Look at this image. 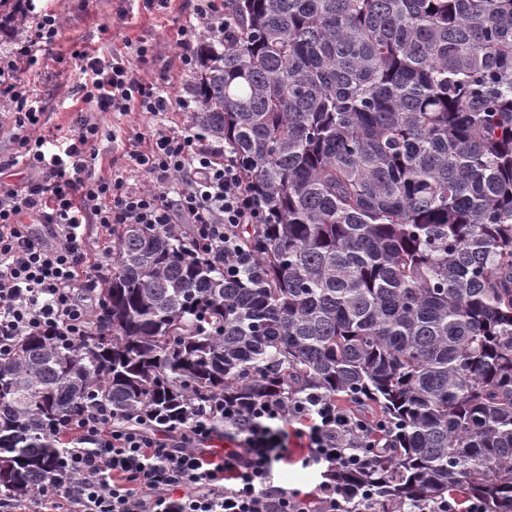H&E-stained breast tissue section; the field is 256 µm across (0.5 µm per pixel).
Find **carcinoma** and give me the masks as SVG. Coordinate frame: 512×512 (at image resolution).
I'll use <instances>...</instances> for the list:
<instances>
[{"label": "carcinoma", "mask_w": 512, "mask_h": 512, "mask_svg": "<svg viewBox=\"0 0 512 512\" xmlns=\"http://www.w3.org/2000/svg\"><path fill=\"white\" fill-rule=\"evenodd\" d=\"M197 51L196 134L267 217L235 279L171 224H122L92 333L0 361V493L106 405L180 423L191 399L329 398L394 420L336 485L369 512L452 496L512 512V0H226Z\"/></svg>", "instance_id": "carcinoma-1"}]
</instances>
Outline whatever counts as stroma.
<instances>
[{
	"label": "stroma",
	"mask_w": 512,
	"mask_h": 512,
	"mask_svg": "<svg viewBox=\"0 0 512 512\" xmlns=\"http://www.w3.org/2000/svg\"><path fill=\"white\" fill-rule=\"evenodd\" d=\"M31 10L50 11L58 17L61 29L57 45L38 73H22L42 101L45 133L64 134L76 129L82 117V102L72 97L70 90L79 74L72 67L70 54L74 47L94 48L100 57H110L113 50L126 45L146 43L154 53L143 64L145 72L158 81L167 83L170 91L190 95L195 76L183 75L181 49L176 32L190 13L191 0H171L164 12L136 9L127 23H117V11L122 0H28ZM97 120L111 132L110 138L97 146L95 172L104 177L123 178L133 190L148 187L146 175L134 168L128 153L137 141L158 126L189 131L194 115L190 112H171L153 117L140 112L128 115L100 112Z\"/></svg>",
	"instance_id": "1"
}]
</instances>
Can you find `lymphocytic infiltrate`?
Instances as JSON below:
<instances>
[{"label": "lymphocytic infiltrate", "instance_id": "1", "mask_svg": "<svg viewBox=\"0 0 512 512\" xmlns=\"http://www.w3.org/2000/svg\"><path fill=\"white\" fill-rule=\"evenodd\" d=\"M194 17L180 26L183 72L197 68L193 40L198 24L215 25L232 39L224 0H195ZM30 36L19 48L0 51V108L16 130V148L0 154V172L23 166L29 178L0 182V360L12 355L18 337L52 335L72 342L88 335L110 249L90 250L83 221L93 217L112 236L120 224H185L194 257L240 272L241 229L265 214L238 164L225 148L198 135L158 127L150 146L131 152L152 185L128 188L122 178L97 176L95 147L104 135L94 119L48 146L39 135L42 107L18 74L19 61L39 69L60 34L53 13L32 15ZM102 60L80 48L71 54L82 80L73 94L99 112L152 116L194 112L195 97L173 95L140 64L150 55ZM43 224L48 238L32 235ZM230 446L215 448L216 421ZM390 426L343 409L316 392L296 398H262L248 407L212 396L194 401L180 424L148 427L141 417L120 418L96 408L61 425L66 454L38 492L45 512H346L351 502L368 506L372 489L347 492L332 481L339 468H368ZM305 442L294 452L291 437ZM301 465L321 480L308 492L275 484L284 466Z\"/></svg>", "mask_w": 512, "mask_h": 512}]
</instances>
